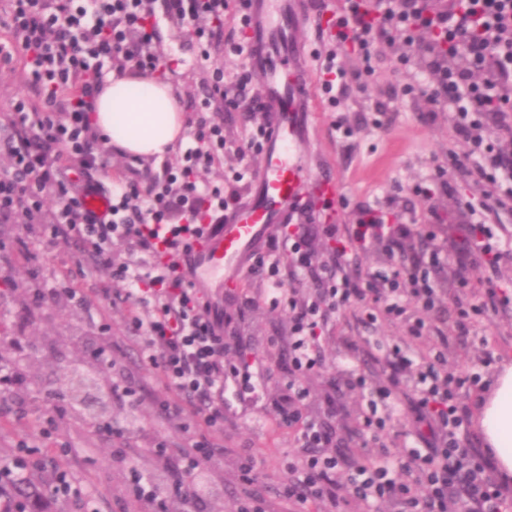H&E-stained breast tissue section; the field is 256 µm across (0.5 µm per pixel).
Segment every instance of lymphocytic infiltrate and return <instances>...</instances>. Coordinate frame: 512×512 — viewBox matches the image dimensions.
Returning <instances> with one entry per match:
<instances>
[{
	"label": "lymphocytic infiltrate",
	"mask_w": 512,
	"mask_h": 512,
	"mask_svg": "<svg viewBox=\"0 0 512 512\" xmlns=\"http://www.w3.org/2000/svg\"><path fill=\"white\" fill-rule=\"evenodd\" d=\"M229 0H7L0 26V66L20 59L32 95L14 96L0 113V153L9 164L0 169V220L21 226L11 248L29 259L32 241L49 246L75 243L88 262L85 278L109 271L124 282V291L101 288H51L39 292L41 303L64 299L89 309L124 306L126 323L140 341L142 363L172 393L158 403L160 417L180 429L194 424L197 437L172 456L157 439L150 454L168 469L165 481L129 464L127 488L144 512H168L182 501L198 512L202 498L191 484L194 471L215 455L214 436L224 432L229 405L225 380L247 390L251 370L261 358L236 339L232 324L260 305L288 313V383L282 394L280 420L294 436V449L283 468L277 495L289 512H512V478L498 474L491 449L472 428L467 394L488 389L478 372L456 374L448 368L455 335L470 332L474 319L508 302L498 289L471 291L470 303L453 321L441 313L447 283L438 275L448 263L459 272L478 262L496 264L498 234L486 224L468 227L467 247L449 254L438 233L444 215L430 209L425 224H394L387 212L361 207L351 224H326L322 234L333 243L321 259L306 224H288L270 237L249 270L260 276V292L242 289L234 312L202 301L182 269L188 240L204 216L218 217L236 206L253 175L251 153L260 151L266 120L251 73L225 86L223 67L211 61L224 45V15ZM189 22L208 62L204 93L198 105L205 116L176 163L161 175L142 180L134 165L119 179L108 173V151L92 124L96 99L106 75L114 70L144 75L160 66L155 50L158 20ZM331 25L336 46L318 55L319 80L330 102L344 98L351 84L372 74L382 47L404 45L397 60L419 63L432 78L426 97L432 108L423 122L435 121L438 105L455 110L453 128L460 140L482 148L486 131L499 147L483 150L470 171L475 182L507 181L512 198V0H342ZM350 47L362 69L350 71L338 50ZM248 106L242 115L246 146L228 150L218 114ZM492 124H485V116ZM232 154V180L214 184L197 179V171L223 164ZM109 194L112 207L100 218L82 209L87 189ZM142 254L149 271L122 260L119 247ZM378 251L380 266L360 276L353 269L360 255ZM295 286L284 289V279ZM312 280L314 288L303 285ZM355 311L363 324L399 325L404 336L380 341L373 358L378 377L344 369V386L358 392L354 430L368 434L372 445L352 455L329 419L338 408L325 394L324 415L308 411L306 380L323 367L322 335L332 319ZM12 355L0 358V391L26 388L32 348L11 339ZM235 361H228V354ZM27 442H20L10 462L0 463V483L14 495L0 512H19L25 496L21 482L33 468ZM257 460L239 457L241 494L235 512H269L255 489Z\"/></svg>",
	"instance_id": "1"
}]
</instances>
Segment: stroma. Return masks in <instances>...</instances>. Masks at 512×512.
<instances>
[{
    "label": "stroma",
    "instance_id": "stroma-1",
    "mask_svg": "<svg viewBox=\"0 0 512 512\" xmlns=\"http://www.w3.org/2000/svg\"><path fill=\"white\" fill-rule=\"evenodd\" d=\"M159 48L164 60L174 61L167 77L175 87L181 107H188L202 95L201 82L206 74L197 46L187 36V29L174 21L163 20L157 26ZM374 72L364 85H351L345 99L337 105L319 101L314 114L315 171H331L339 179L333 207L313 204L308 213L296 215L298 224H349L357 208L379 206L391 209L401 223L423 222L428 203L415 193L418 185L434 178L438 167L447 166L449 152H456L459 165L449 168L448 182L455 193L437 199V206L448 215V247L456 249L464 225L481 221L498 224L502 234L512 237V209L502 208L494 199L483 196L481 186L466 176L471 146L458 140L452 130V112L440 113L435 123L420 119L428 103L407 92V85L424 83L417 65L400 66L392 50H384L373 63ZM387 103L393 122L383 129L373 124L375 103ZM344 120L349 134L336 130L337 120ZM16 232L12 223H0V336H23L34 347L29 367L30 385L22 392L0 393V461L10 459L17 443L28 441L36 446L41 466L37 473L45 480L54 475V449L66 442L71 452L64 463L76 485L83 490L79 498L52 500L51 512H84L85 499H92L97 512H140L139 505L127 491V463L136 459L149 463V443L153 437L165 438L172 452H179L189 441L190 432L177 429L157 419L154 401L164 391L141 370L139 351L127 339L125 313L116 307L106 313L88 310L62 301L51 306H37L25 292L30 288H56L60 273L75 269L77 253L68 244L46 251L35 249V257L26 262L17 258L9 245ZM109 323L111 334L100 333V323ZM287 317L284 310L257 308L239 325V340L252 348L265 363L260 371L261 387L246 403H236L224 421V435L219 447L226 453L200 468L214 492L209 502L211 512H232L237 496L235 454L247 450L258 459L257 486L273 512H283L276 501V483L283 461L293 447L287 429H278L274 421L277 405L288 381L286 345L270 347L272 337L284 335ZM402 329L394 324L363 326L355 315L341 322L329 323L322 342L327 364L325 372L309 379V404L319 411L321 397L340 369L354 365L375 374L377 365L367 352L369 341L399 338ZM497 336L504 343L496 350L497 362L490 368L498 374L501 365L512 364V305L488 313L475 325L474 332L456 343L448 354L449 369L472 367L482 355L481 337ZM111 348L112 366H103L98 356L102 348ZM97 370L101 392L112 384L129 386L142 392L139 404L113 401L106 421L129 428L125 443H118L97 422L71 421L64 425L59 439H40L38 431L44 414L52 407L69 408L62 394L75 368ZM105 421V422H106Z\"/></svg>",
    "mask_w": 512,
    "mask_h": 512
}]
</instances>
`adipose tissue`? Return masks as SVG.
I'll return each mask as SVG.
<instances>
[{
    "instance_id": "adipose-tissue-1",
    "label": "adipose tissue",
    "mask_w": 512,
    "mask_h": 512,
    "mask_svg": "<svg viewBox=\"0 0 512 512\" xmlns=\"http://www.w3.org/2000/svg\"><path fill=\"white\" fill-rule=\"evenodd\" d=\"M93 122L122 153L161 157L173 151L184 114L171 83L141 74H113L97 100ZM478 420L498 472L512 477V365L502 370L492 392L481 399Z\"/></svg>"
}]
</instances>
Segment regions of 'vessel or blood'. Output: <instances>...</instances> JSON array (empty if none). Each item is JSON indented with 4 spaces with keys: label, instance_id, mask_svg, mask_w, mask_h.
<instances>
[{
    "label": "vessel or blood",
    "instance_id": "obj_1",
    "mask_svg": "<svg viewBox=\"0 0 512 512\" xmlns=\"http://www.w3.org/2000/svg\"><path fill=\"white\" fill-rule=\"evenodd\" d=\"M248 66L268 117L256 173L239 207L222 223L199 225L189 241L196 287H238L275 225L285 224L312 197L338 193L336 175L313 173L310 117L315 85L311 61L295 34L316 24L309 0H246Z\"/></svg>",
    "mask_w": 512,
    "mask_h": 512
}]
</instances>
